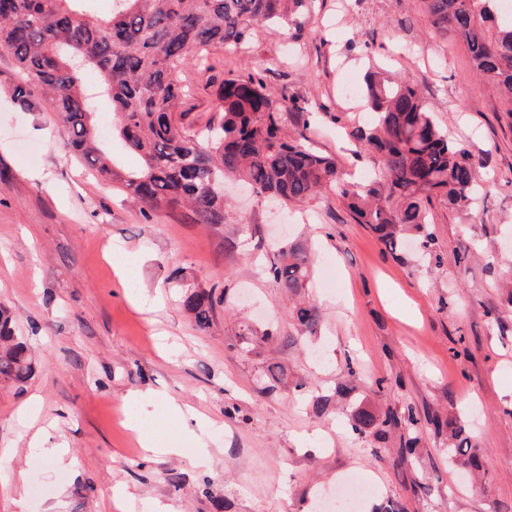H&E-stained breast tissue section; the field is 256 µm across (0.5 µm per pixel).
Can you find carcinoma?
<instances>
[{"label":"carcinoma","mask_w":512,"mask_h":512,"mask_svg":"<svg viewBox=\"0 0 512 512\" xmlns=\"http://www.w3.org/2000/svg\"><path fill=\"white\" fill-rule=\"evenodd\" d=\"M307 0H113L110 15L95 16L93 0H0V53L21 72L13 94L35 91L49 98L73 152L102 178L120 184L143 213L182 207L197 224H222L227 214L224 181H242L257 194L284 203H305L330 191L360 224H368L390 251L413 232L422 248L433 246L427 215L433 202L467 206L480 188L478 164L467 148L435 124L416 83L384 71L369 74L362 89L373 114L355 130L357 152L379 158L374 177L356 182L333 157L288 138L281 100L257 73L223 79L212 100L218 120L203 135L189 120L191 93L176 73L188 66L212 70V48L250 42L256 28L299 18ZM433 28L466 45L474 70L495 81L512 102V11L499 0H424ZM83 69L99 75L113 112L112 132L94 119L81 81ZM136 154L135 169L122 167L116 146ZM275 283L292 294L306 286L304 249L290 245L270 267ZM223 297L185 296L184 310L198 330L210 327ZM300 326L319 323L316 308L295 310ZM33 372L26 344L15 334L10 312L0 307V381L23 389ZM398 423L392 413L366 405L351 414L359 434H383ZM464 427L451 432L461 465L478 467L477 449L464 448Z\"/></svg>","instance_id":"carcinoma-1"}]
</instances>
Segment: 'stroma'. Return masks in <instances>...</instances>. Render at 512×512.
Wrapping results in <instances>:
<instances>
[{"instance_id": "obj_1", "label": "stroma", "mask_w": 512, "mask_h": 512, "mask_svg": "<svg viewBox=\"0 0 512 512\" xmlns=\"http://www.w3.org/2000/svg\"><path fill=\"white\" fill-rule=\"evenodd\" d=\"M214 69L185 68L180 82L210 119V76L250 68L288 112L291 137L307 140L361 175L379 169L355 154L365 110L341 97L345 78L364 83L385 67L417 83L438 126L480 164L484 190L469 210L434 202L433 251L385 249L331 192L285 205L246 189L224 200L221 224L185 211L145 216L123 188L100 180L71 151L43 96L14 101L21 75L0 55V304L10 308L35 364L23 389L0 382V452L17 456L24 482L0 479V512H315L319 492H348L353 472L405 512H512V107L479 78L462 43L435 33L423 0H313L303 27L258 31L242 52L212 53ZM307 245L310 281L295 296L268 269L287 243ZM133 262L118 272L106 253ZM135 282L148 304L126 298ZM222 293L209 329L184 316L190 291ZM314 306L316 332H301L298 302ZM280 367L282 380L270 370ZM310 383L332 398L329 414L293 389ZM142 393L139 404L126 396ZM187 404L186 421L167 416ZM367 404L418 422L383 436L353 434ZM180 457L144 454L125 414ZM464 426L483 468L460 480L448 433ZM45 446L73 465L52 464ZM416 439L414 453L403 445Z\"/></svg>"}]
</instances>
